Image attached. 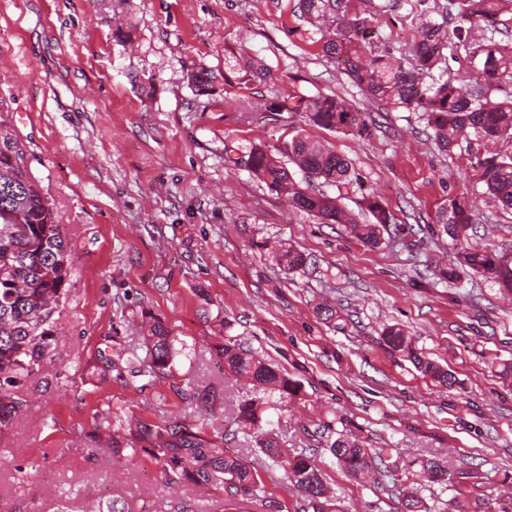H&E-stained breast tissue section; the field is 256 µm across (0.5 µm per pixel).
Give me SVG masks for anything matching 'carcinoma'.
<instances>
[{
    "instance_id": "carcinoma-1",
    "label": "carcinoma",
    "mask_w": 512,
    "mask_h": 512,
    "mask_svg": "<svg viewBox=\"0 0 512 512\" xmlns=\"http://www.w3.org/2000/svg\"><path fill=\"white\" fill-rule=\"evenodd\" d=\"M426 16L412 44L413 62L405 66L392 53H368L377 33L369 17H348L347 0H300L301 17L315 25L330 18L344 21L336 36L321 46L322 53L344 65L349 80L388 110L421 113L433 132L435 144L444 151L464 142L512 141V36L500 28L501 16L512 15V0H447L443 6L417 0ZM474 29L482 37L473 39ZM462 50L471 69L466 85L448 77L449 61ZM196 95L214 92V76L204 68L190 75ZM249 112L260 122L273 121L282 112L303 111L314 124L339 132L363 134L367 123L362 113L344 98L333 95L267 97L254 92ZM247 164L256 177L289 205L319 217L325 224H343L360 240L376 247L382 241L391 215L373 197L364 207L374 218L361 224L339 199L319 189L321 185L352 184L351 163L332 147L307 136L295 135L273 148L253 147ZM296 167L306 184L295 180L288 165ZM479 182L484 194L512 213V154H494L480 164ZM439 223L455 242L448 279L477 275L499 289L512 292V254L480 248L470 242L474 214L466 197L448 196ZM277 263L286 271L300 269L308 257L293 246L280 245ZM73 256L62 225L56 223L40 184L31 177L25 145L0 126V434L9 430L22 407L15 388L42 372L57 342L56 315L68 289ZM145 355L118 352L107 368L123 376L163 374L174 360L186 355L160 320L149 327ZM381 336L389 348L408 358L423 375L445 386L455 378L426 358L398 325H387ZM224 366L244 379L249 389L237 403L238 429L254 439L255 446L283 472L284 479L304 496L312 512H330L328 488L305 450L282 448L271 436L272 420L266 415L275 404L299 392L298 384L254 352L227 342L221 348ZM223 400L221 391L204 387L197 391V406L213 409ZM336 439L326 443L337 464L355 479L369 480L390 471L396 462L373 452L345 420ZM105 434L94 436L113 453L141 448L162 467L168 480L188 489L220 488L228 500L254 495L262 480L224 436L210 435L188 420L104 425ZM417 480L448 485V472L434 458L417 463ZM405 512H432V506L412 491Z\"/></svg>"
}]
</instances>
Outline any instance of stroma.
Instances as JSON below:
<instances>
[{"label":"stroma","instance_id":"obj_1","mask_svg":"<svg viewBox=\"0 0 512 512\" xmlns=\"http://www.w3.org/2000/svg\"><path fill=\"white\" fill-rule=\"evenodd\" d=\"M414 0H349L372 15L374 50L409 62ZM298 0H0V123L26 146L74 252L58 343L44 370L17 389L18 418L0 435V512H71L115 501L131 512H307L302 494L238 434L248 388L216 349L225 340L266 358L302 392L281 409V447L307 449L335 512H404L414 489L403 466L446 465L448 487L419 486L434 512H512V295L471 277L452 282L455 247L438 222L448 196L474 202V242L512 253V216L477 181L489 144L445 152L420 113L387 111L321 52L334 28L302 20ZM262 60L266 96L340 95L368 134L333 132L308 113L254 124L250 87L232 81L196 95L198 68ZM302 134L352 163L341 203L360 222L373 196L392 222L379 246L292 209L247 168L255 145ZM293 245L306 267L280 270L266 242ZM329 304L338 320H321ZM164 321L187 353L167 375L101 376L116 351L141 349L144 326ZM400 324L456 378L446 387L386 345ZM222 389L213 412L191 386ZM190 419L222 433L257 470L262 498L171 484L145 452L112 456L91 433L114 417ZM341 416L370 448L400 464L376 483L348 476L325 450L324 422Z\"/></svg>","mask_w":512,"mask_h":512}]
</instances>
